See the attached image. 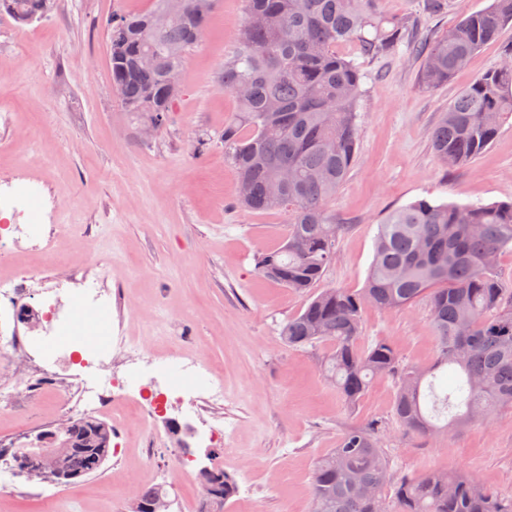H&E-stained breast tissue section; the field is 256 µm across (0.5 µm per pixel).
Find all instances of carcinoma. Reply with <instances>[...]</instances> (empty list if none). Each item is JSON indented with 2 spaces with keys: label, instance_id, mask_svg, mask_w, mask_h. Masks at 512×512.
<instances>
[{
  "label": "carcinoma",
  "instance_id": "1",
  "mask_svg": "<svg viewBox=\"0 0 512 512\" xmlns=\"http://www.w3.org/2000/svg\"><path fill=\"white\" fill-rule=\"evenodd\" d=\"M216 0H150L149 8L112 20L110 79L124 111L146 112L165 123L179 93L166 73L183 66L195 48L193 33L210 21ZM234 54L219 81L240 103L224 125V156L238 183L237 203L255 212H288L287 233L276 248L259 253L257 274L311 297L288 318L280 335L290 347L326 341L328 380L354 406L372 380L396 389L393 418L431 439L470 423L489 424L512 409V284L498 277L501 255L512 253V200L433 203L418 199L390 211L378 225L365 288L317 289L335 256L342 225L329 203L346 180L358 144V103L366 74L337 46L358 42L366 56L394 47L413 27L409 18L385 19L377 0H244ZM55 0H0V12L19 26L53 11ZM512 27V0H493L422 42L421 82L436 88L481 47ZM512 117V50L498 66L462 91L432 130L442 164L463 166L494 141ZM428 300L436 362H404L385 341L362 348L361 315L367 307L389 311ZM453 373L437 389L436 371ZM47 444L54 469L39 450L0 448V463L51 484L72 483L97 472L111 453L112 425L91 414ZM210 488L199 512H224L237 494L221 469L199 473ZM311 512H512L505 500L462 471L433 470L392 476L378 428L343 432L336 447L315 462Z\"/></svg>",
  "mask_w": 512,
  "mask_h": 512
}]
</instances>
